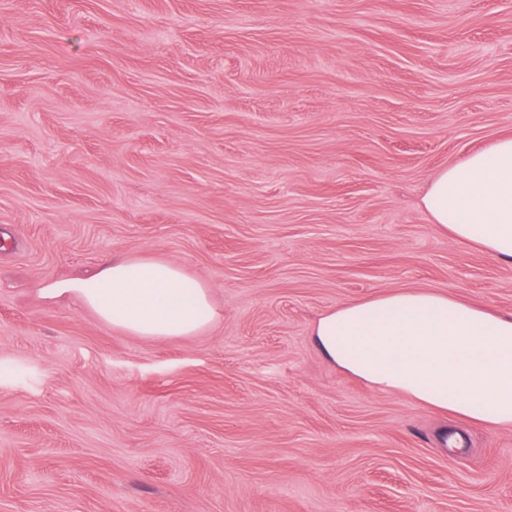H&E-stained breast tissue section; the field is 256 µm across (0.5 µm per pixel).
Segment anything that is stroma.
Returning <instances> with one entry per match:
<instances>
[{
	"label": "stroma",
	"mask_w": 512,
	"mask_h": 512,
	"mask_svg": "<svg viewBox=\"0 0 512 512\" xmlns=\"http://www.w3.org/2000/svg\"><path fill=\"white\" fill-rule=\"evenodd\" d=\"M503 136L512 0H0V512H512V428L311 336L398 289L512 313V265L419 205ZM116 256L219 320L147 339L40 297Z\"/></svg>",
	"instance_id": "obj_1"
}]
</instances>
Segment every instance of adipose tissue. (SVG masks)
I'll return each instance as SVG.
<instances>
[{
    "instance_id": "1",
    "label": "adipose tissue",
    "mask_w": 512,
    "mask_h": 512,
    "mask_svg": "<svg viewBox=\"0 0 512 512\" xmlns=\"http://www.w3.org/2000/svg\"><path fill=\"white\" fill-rule=\"evenodd\" d=\"M422 205L455 240L512 264V137L438 171ZM41 294L76 298L100 321L151 339L193 335L216 317L208 289L159 258H117ZM312 336L326 360L376 391L472 426L512 427V313L400 289L323 313Z\"/></svg>"
}]
</instances>
